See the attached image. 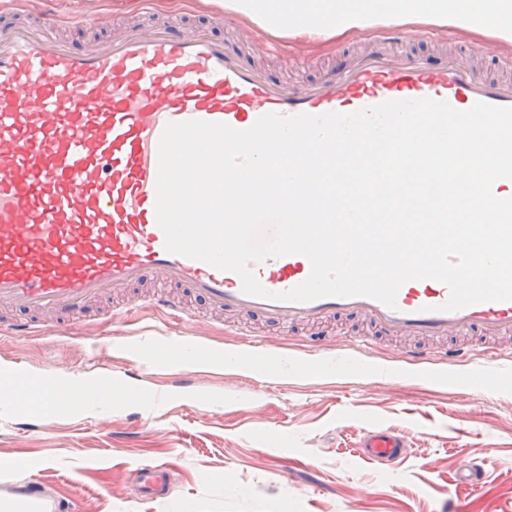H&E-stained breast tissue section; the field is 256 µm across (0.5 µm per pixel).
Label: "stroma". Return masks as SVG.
Wrapping results in <instances>:
<instances>
[{"instance_id":"stroma-1","label":"stroma","mask_w":512,"mask_h":512,"mask_svg":"<svg viewBox=\"0 0 512 512\" xmlns=\"http://www.w3.org/2000/svg\"><path fill=\"white\" fill-rule=\"evenodd\" d=\"M62 15L51 33L77 48L99 47L132 27L170 23L184 32L208 31L271 78L290 85L319 79L350 56L375 49L374 29L326 46L311 41L246 37L224 23L214 0H153V9L127 0H57ZM409 51L435 55L466 52L475 68L512 70V45L466 31L436 42L415 40ZM103 316L70 334L17 338L0 331V366L19 362L32 377L56 371L120 375L138 365L135 354L88 360V338L185 335L172 314L133 304L98 306ZM342 362L328 376L250 378L203 382L223 389L220 404L166 405L140 423L132 408L111 415L78 412L34 431L0 418V486L40 481L63 500L67 512H448V489L463 464L485 470L482 484L461 494L458 512H512V390L498 388L512 358L486 376L487 389L402 378L390 368L396 344L367 335L358 320L336 319L326 327ZM375 354L387 368L376 376L349 370L355 348ZM391 428L408 434L406 457L393 464L368 462L357 452L362 431ZM24 459L23 468L4 462ZM167 465L170 494L144 500L131 476L145 465Z\"/></svg>"}]
</instances>
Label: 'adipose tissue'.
<instances>
[{
	"label": "adipose tissue",
	"mask_w": 512,
	"mask_h": 512,
	"mask_svg": "<svg viewBox=\"0 0 512 512\" xmlns=\"http://www.w3.org/2000/svg\"><path fill=\"white\" fill-rule=\"evenodd\" d=\"M224 7L265 30L284 28L298 39L325 43L392 23L410 30L437 25L512 42V0H224ZM139 396L133 388L112 392L89 383L77 406L115 412Z\"/></svg>",
	"instance_id": "adipose-tissue-1"
}]
</instances>
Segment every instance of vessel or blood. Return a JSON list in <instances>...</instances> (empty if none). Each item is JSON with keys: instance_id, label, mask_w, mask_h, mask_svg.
Listing matches in <instances>:
<instances>
[{"instance_id": "1", "label": "vessel or blood", "mask_w": 512, "mask_h": 512, "mask_svg": "<svg viewBox=\"0 0 512 512\" xmlns=\"http://www.w3.org/2000/svg\"><path fill=\"white\" fill-rule=\"evenodd\" d=\"M404 31L380 32L379 49L320 80L290 86L271 80L224 41L186 35L162 24L131 29L106 46L74 50L23 24H0V312L13 336L80 323L103 295L148 281L163 291L143 297L197 327L179 289L241 321L232 335L246 350L280 371L283 354L251 339L247 318L283 327L360 318L376 337L404 339L406 361L427 362V341L448 343V363L463 384L477 389L467 370L470 334L512 338V301H487L447 311L448 287L435 279L401 285L395 306L366 296L283 300V292L311 273L309 259L289 254L252 263L268 297L246 294L240 277L206 262L170 253L157 223L159 142L168 124L222 123L236 130L276 113H351L387 101L432 98L459 111L476 102L512 107V79L488 77L448 59L432 60L389 43ZM75 393L43 385L35 419L50 425ZM405 435L364 430L359 455L390 463L408 451ZM140 497L170 492L160 465L138 469ZM0 512H63L61 500L37 484L0 487Z\"/></svg>"}]
</instances>
